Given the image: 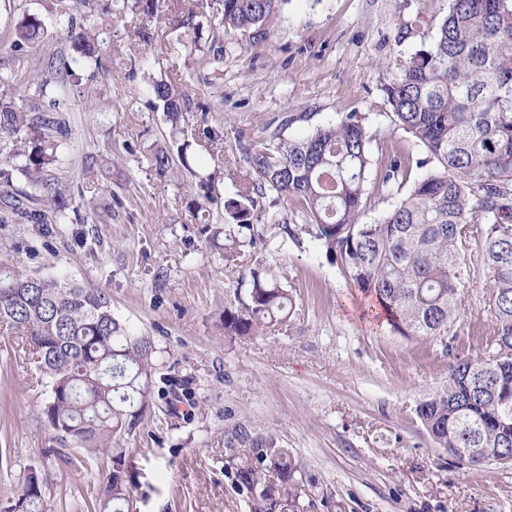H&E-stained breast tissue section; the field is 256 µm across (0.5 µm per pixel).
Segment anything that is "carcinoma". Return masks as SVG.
Instances as JSON below:
<instances>
[{"label":"carcinoma","mask_w":512,"mask_h":512,"mask_svg":"<svg viewBox=\"0 0 512 512\" xmlns=\"http://www.w3.org/2000/svg\"><path fill=\"white\" fill-rule=\"evenodd\" d=\"M284 0H212L216 9L190 12L193 28L207 23L231 35L259 29ZM160 0H51L49 12L65 26L71 52L45 56L37 73L21 80L0 71V85L35 94L0 100V145L24 163L0 169V224L102 222L112 214V191L96 169L97 157H82L86 183L77 191L48 177L62 164L68 137L62 113L69 111L67 86L93 78L102 65L99 29L126 11L157 15ZM429 41L400 64V75L384 85L395 127L422 148L416 165L426 172L407 183L402 152L380 159L382 183L408 185L379 218L365 220L371 136L352 113L291 140L273 131L244 151L251 178L234 184L224 200L227 222L224 262L237 264L260 235L254 214L268 194L292 201L309 223L300 231L317 241L328 262L348 282L374 297L376 326L405 337L440 340L460 320L461 292L480 273L489 285L490 319L483 333L485 356L448 365V381L415 405V414L435 447L460 468L473 463L469 448L495 459H512V0H449L448 13L434 23L415 15L398 24L397 39L418 29ZM46 25L24 14L11 32L10 49L38 50ZM171 128L183 120L182 93L169 78L152 79ZM224 136L212 129L196 142L214 162L199 176L204 194L193 215L211 223L215 180L224 156L214 152ZM185 141L178 156H151L160 175L175 163L198 176ZM30 191L11 189L13 172ZM91 203L80 215L73 196ZM293 307L288 290L270 270H253L246 296L224 307V335L249 340L285 324ZM0 327L21 342L25 355L51 386L44 412L61 439L76 449L74 467L93 463L104 473L103 497L81 512H124L133 494L126 450L117 440L142 416L154 387L157 350L112 313L110 296L97 288L56 278L0 271ZM246 449L230 459L251 512H300V467L270 436H241ZM16 512H44V481L34 467L19 475L9 499Z\"/></svg>","instance_id":"obj_1"}]
</instances>
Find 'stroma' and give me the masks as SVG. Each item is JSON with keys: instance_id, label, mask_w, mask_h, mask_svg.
I'll use <instances>...</instances> for the list:
<instances>
[{"instance_id": "stroma-1", "label": "stroma", "mask_w": 512, "mask_h": 512, "mask_svg": "<svg viewBox=\"0 0 512 512\" xmlns=\"http://www.w3.org/2000/svg\"><path fill=\"white\" fill-rule=\"evenodd\" d=\"M196 0H166L157 16L125 14L101 30L108 62L70 102L66 160L51 177L82 182L81 158L99 156L112 189V216L97 224H0V268L101 289L112 311L160 349L155 391L139 421L122 432L133 512H250L228 467L232 433L273 436L288 448L309 484L303 512H512V465L465 471L433 448L414 414L416 402L448 378L455 359L482 356L489 320L487 280L465 292L453 335L436 341L372 331L371 297L348 283L308 235L284 236L279 223L304 219L289 201L259 214L261 232L237 265L207 225L191 214L200 192L194 173L161 176L150 163L173 134L151 93V78L179 77L186 134L224 131V182L250 178L242 148L262 128L286 126L296 138L356 113L372 135L373 155L421 149L392 123L382 87L400 60L420 49L423 32L396 38V21L440 20L448 0H283L261 32L225 37L224 60L201 64L181 45L210 47L181 20ZM44 16L49 49L69 50L66 31L47 15V0H15L0 12V61L19 75L35 51L8 50L12 15ZM146 28L150 40L135 37ZM213 110L200 112V104ZM273 269L293 297L287 326L247 341L224 335V309L237 304L250 273ZM49 390L17 338L0 333V502L25 468L41 470L53 512H77L103 494L100 476L69 466L45 414Z\"/></svg>"}]
</instances>
